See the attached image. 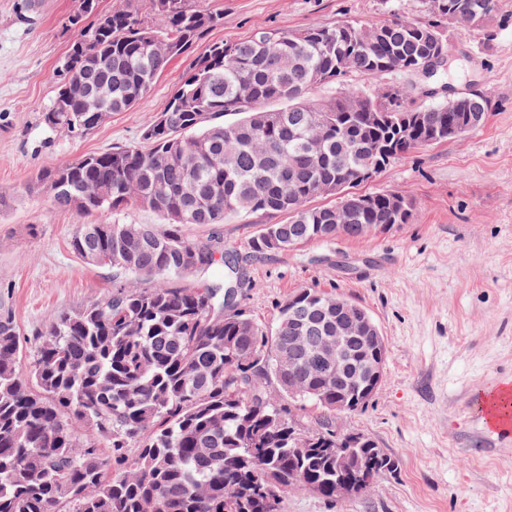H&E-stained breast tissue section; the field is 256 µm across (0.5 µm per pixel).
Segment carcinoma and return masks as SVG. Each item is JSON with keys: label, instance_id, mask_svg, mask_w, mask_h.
Listing matches in <instances>:
<instances>
[{"label": "carcinoma", "instance_id": "1", "mask_svg": "<svg viewBox=\"0 0 512 512\" xmlns=\"http://www.w3.org/2000/svg\"><path fill=\"white\" fill-rule=\"evenodd\" d=\"M425 21H346L299 31L270 29L249 38L211 42L192 60L182 85L144 129L141 146H119L57 163L34 187L60 210L98 220L79 225L78 254L95 247L117 271L151 278L149 288L121 282L81 308L49 316L24 363L20 330L0 315V512H279L288 486L336 499V458L295 447L283 396L311 401L330 415L336 391L320 399L288 395L281 361L292 310L314 309L336 296L302 288L280 307L273 330L233 308L229 289L248 284L238 259L189 240L186 224H222L230 216L281 215L250 243L261 257L310 241L336 239V208L350 223L406 224L413 201L403 193L336 196V178L369 165L381 173L403 154L428 146L404 125L420 112L438 131L457 115V98L483 126L479 93L461 92L429 105L411 104L424 83H389L374 93L341 89L323 100L315 90L351 73L368 79L413 71L448 56V24L482 27L500 0H435ZM156 23L136 0L110 11L78 0L67 18L74 38L56 66L59 85L44 126L83 137L136 106L169 63L223 25L224 14L189 0H150ZM71 74L112 81V96L87 112L65 92ZM282 107L268 109L269 102ZM235 120L215 122L216 117ZM149 209L158 224H110L100 216ZM224 263L222 281L201 288L178 280ZM336 439L330 416L306 432ZM110 453H104V449ZM375 478L401 459L356 448Z\"/></svg>", "mask_w": 512, "mask_h": 512}]
</instances>
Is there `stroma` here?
Segmentation results:
<instances>
[{"label":"stroma","instance_id":"35a3bbf8","mask_svg":"<svg viewBox=\"0 0 512 512\" xmlns=\"http://www.w3.org/2000/svg\"><path fill=\"white\" fill-rule=\"evenodd\" d=\"M425 0H190L223 12L213 41L343 20H424ZM484 27H449L451 82L489 102L486 124L457 139L403 155L360 185L399 191L414 209L408 223L363 239L312 241L252 258L263 220L233 216L188 224L196 242H221L246 258L249 286L237 308L274 327L282 304L303 288L336 293L365 307L385 339L383 380L362 410L341 414L336 430L361 433L399 456L363 494L329 500L306 489L283 494L280 512H512V438L489 431L479 394L512 384V0ZM0 0V313L26 341L45 332L49 313L108 295L117 274L78 255L71 240L83 216L57 210L29 190L38 169L86 153L137 145L164 110L190 60H174L134 108L113 113L74 139L45 129L41 115L56 90L55 66L73 38L64 21L76 0H42L38 17L18 18Z\"/></svg>","mask_w":512,"mask_h":512}]
</instances>
